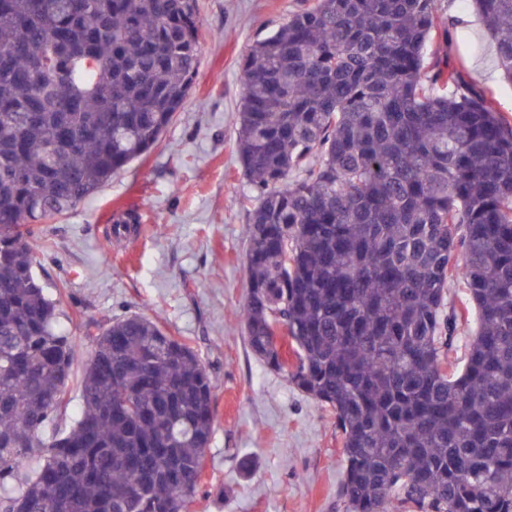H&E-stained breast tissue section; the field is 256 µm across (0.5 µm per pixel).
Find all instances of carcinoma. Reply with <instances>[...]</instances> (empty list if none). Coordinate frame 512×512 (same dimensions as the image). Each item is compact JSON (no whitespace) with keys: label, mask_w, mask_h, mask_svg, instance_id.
Here are the masks:
<instances>
[{"label":"carcinoma","mask_w":512,"mask_h":512,"mask_svg":"<svg viewBox=\"0 0 512 512\" xmlns=\"http://www.w3.org/2000/svg\"><path fill=\"white\" fill-rule=\"evenodd\" d=\"M464 2L512 83V0ZM200 27L196 0H0V510L189 512L208 367L157 318L90 322L63 424L78 345L29 238L159 144ZM436 39L440 0H304L241 67L239 322L333 413L346 512H512V121L427 61ZM455 280L476 317L460 367Z\"/></svg>","instance_id":"cac0c4a2"}]
</instances>
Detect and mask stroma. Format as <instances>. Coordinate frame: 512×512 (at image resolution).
I'll use <instances>...</instances> for the list:
<instances>
[{"label": "stroma", "mask_w": 512, "mask_h": 512, "mask_svg": "<svg viewBox=\"0 0 512 512\" xmlns=\"http://www.w3.org/2000/svg\"><path fill=\"white\" fill-rule=\"evenodd\" d=\"M299 0H198L203 56L161 143L116 172L90 200L30 243L34 272L75 338L86 322L158 315L208 364L215 432L190 512H346L344 462L332 412L269 370L249 349L236 314L247 294L250 187L237 152L239 62L284 23ZM448 50L496 110L512 119V84L484 25L463 0H441ZM141 232L109 227L127 210ZM91 348L79 346L72 394ZM251 470H243V460Z\"/></svg>", "instance_id": "obj_1"}]
</instances>
